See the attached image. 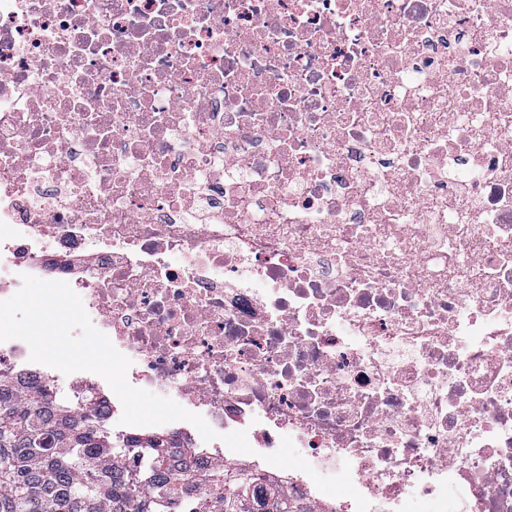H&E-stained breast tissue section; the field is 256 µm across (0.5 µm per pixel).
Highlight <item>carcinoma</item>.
Instances as JSON below:
<instances>
[{"label": "carcinoma", "mask_w": 512, "mask_h": 512, "mask_svg": "<svg viewBox=\"0 0 512 512\" xmlns=\"http://www.w3.org/2000/svg\"><path fill=\"white\" fill-rule=\"evenodd\" d=\"M96 399L90 390L25 393L0 372V512H180L174 486L186 476L161 451L175 437L143 434L130 443L109 422L91 418ZM146 448L136 470L106 464ZM197 481L222 493L198 512H297L287 492L260 496L229 469L205 471Z\"/></svg>", "instance_id": "carcinoma-1"}]
</instances>
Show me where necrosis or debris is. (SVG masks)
Segmentation results:
<instances>
[{
  "mask_svg": "<svg viewBox=\"0 0 512 512\" xmlns=\"http://www.w3.org/2000/svg\"><path fill=\"white\" fill-rule=\"evenodd\" d=\"M25 274L131 386L246 431L193 433V471L512 512V0H0V288ZM0 370L118 415L24 341ZM470 490L466 483L460 482L448 486L438 510L446 512H469ZM448 505V507H447Z\"/></svg>",
  "mask_w": 512,
  "mask_h": 512,
  "instance_id": "obj_1",
  "label": "necrosis or debris"
}]
</instances>
